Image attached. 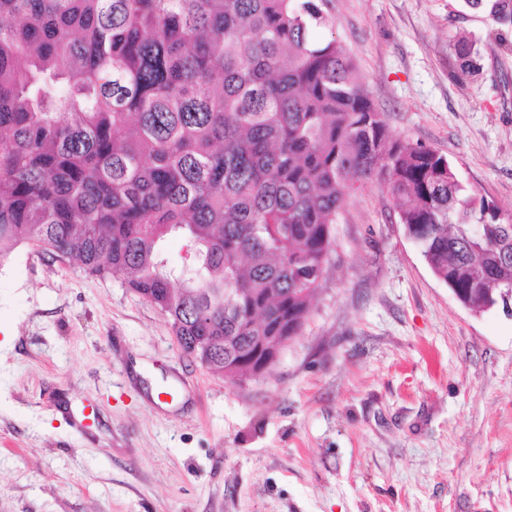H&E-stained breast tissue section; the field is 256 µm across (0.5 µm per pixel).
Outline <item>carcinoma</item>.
<instances>
[{
    "label": "carcinoma",
    "instance_id": "obj_1",
    "mask_svg": "<svg viewBox=\"0 0 512 512\" xmlns=\"http://www.w3.org/2000/svg\"><path fill=\"white\" fill-rule=\"evenodd\" d=\"M512 26V0H466ZM329 0H0V261L76 257L247 383L298 335L345 198L376 179L434 276L512 285V222L448 158L400 140ZM457 78L479 51L455 45ZM185 241L179 268L163 250Z\"/></svg>",
    "mask_w": 512,
    "mask_h": 512
}]
</instances>
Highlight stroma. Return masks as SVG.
<instances>
[{"instance_id": "1", "label": "stroma", "mask_w": 512, "mask_h": 512, "mask_svg": "<svg viewBox=\"0 0 512 512\" xmlns=\"http://www.w3.org/2000/svg\"><path fill=\"white\" fill-rule=\"evenodd\" d=\"M390 129L512 219V26L465 0H332ZM480 69L458 81L455 35ZM0 512H512V315L437 280L375 180L271 371L184 355L122 275L0 263Z\"/></svg>"}]
</instances>
